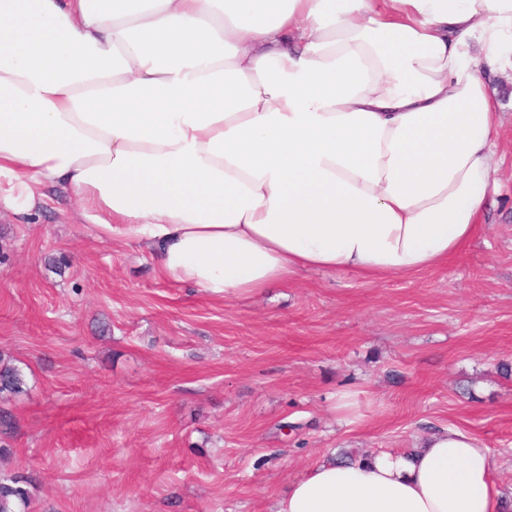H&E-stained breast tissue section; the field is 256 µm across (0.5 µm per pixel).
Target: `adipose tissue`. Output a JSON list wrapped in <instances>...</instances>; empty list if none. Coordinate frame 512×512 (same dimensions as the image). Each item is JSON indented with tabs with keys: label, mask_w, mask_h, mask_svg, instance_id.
I'll use <instances>...</instances> for the list:
<instances>
[{
	"label": "adipose tissue",
	"mask_w": 512,
	"mask_h": 512,
	"mask_svg": "<svg viewBox=\"0 0 512 512\" xmlns=\"http://www.w3.org/2000/svg\"><path fill=\"white\" fill-rule=\"evenodd\" d=\"M512 0H0V206L59 189L240 299L299 272L443 265L498 191ZM273 512H512L447 428L319 462Z\"/></svg>",
	"instance_id": "1"
}]
</instances>
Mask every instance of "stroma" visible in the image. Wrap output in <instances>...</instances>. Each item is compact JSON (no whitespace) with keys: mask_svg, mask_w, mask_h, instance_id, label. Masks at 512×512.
<instances>
[{"mask_svg":"<svg viewBox=\"0 0 512 512\" xmlns=\"http://www.w3.org/2000/svg\"><path fill=\"white\" fill-rule=\"evenodd\" d=\"M495 84L500 194L412 276L303 272L221 301L77 223L63 191L22 222L0 208V353L26 388L0 476L36 475L28 512H272L331 451H408L433 427L478 438L511 494L512 76Z\"/></svg>","mask_w":512,"mask_h":512,"instance_id":"stroma-1","label":"stroma"}]
</instances>
